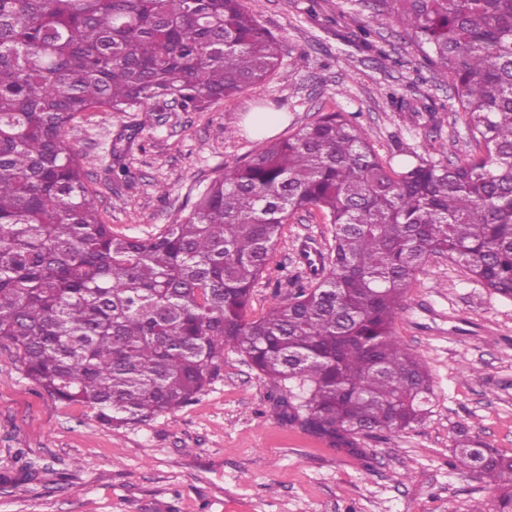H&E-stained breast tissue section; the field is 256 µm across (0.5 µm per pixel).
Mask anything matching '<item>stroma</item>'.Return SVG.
Wrapping results in <instances>:
<instances>
[{
  "label": "stroma",
  "instance_id": "1",
  "mask_svg": "<svg viewBox=\"0 0 512 512\" xmlns=\"http://www.w3.org/2000/svg\"><path fill=\"white\" fill-rule=\"evenodd\" d=\"M260 24L283 37L277 70L264 82L186 112L171 102L143 112L101 108L75 122L87 185L113 232L146 237L188 214L224 167L327 112H344L392 166L410 152L459 162L476 150L462 117L421 111L446 103L449 83L390 25L376 44L351 41L373 0H245ZM404 97L396 109L392 95ZM252 112H279L271 137L245 127ZM126 168L118 179L114 172ZM333 227L318 212L285 224L258 281L250 313L307 286L303 250L328 256ZM396 336L424 363L434 391L426 417L401 433L360 439L358 453L331 447L280 413L289 384L272 382L233 349L221 376L190 404L151 421L112 427L91 409L51 397L0 347V512H469L496 494L454 470L459 428L512 453V300L487 290L437 254L407 288ZM39 460L25 471L17 452Z\"/></svg>",
  "mask_w": 512,
  "mask_h": 512
}]
</instances>
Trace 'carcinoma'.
<instances>
[{
	"label": "carcinoma",
	"mask_w": 512,
	"mask_h": 512,
	"mask_svg": "<svg viewBox=\"0 0 512 512\" xmlns=\"http://www.w3.org/2000/svg\"><path fill=\"white\" fill-rule=\"evenodd\" d=\"M394 24L453 89L477 152L396 169L328 112L226 167L191 211L146 238L100 221L66 128L94 108L202 110L269 77L283 42L244 0H0V344L54 398L110 426L185 406L231 347L334 448L404 432L430 375L395 335L406 289L446 254L512 299V0H378L354 42ZM335 227L332 269L249 315L289 218ZM453 466L512 512V454L461 429Z\"/></svg>",
	"instance_id": "1"
}]
</instances>
